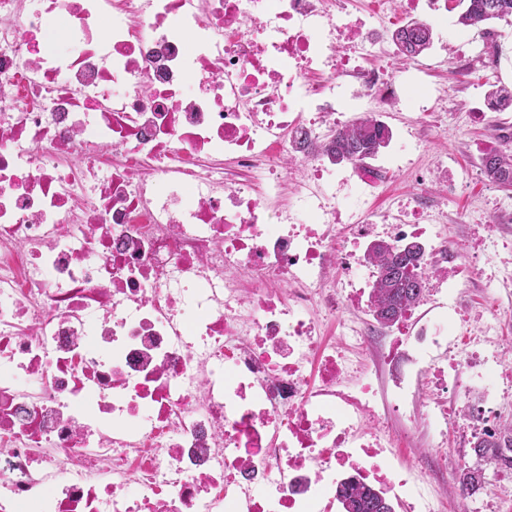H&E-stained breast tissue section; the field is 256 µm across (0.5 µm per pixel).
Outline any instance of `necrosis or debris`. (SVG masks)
Masks as SVG:
<instances>
[{"label":"necrosis or debris","mask_w":512,"mask_h":512,"mask_svg":"<svg viewBox=\"0 0 512 512\" xmlns=\"http://www.w3.org/2000/svg\"><path fill=\"white\" fill-rule=\"evenodd\" d=\"M447 0H0V512H335L352 479L452 512L388 415L427 375L433 454L494 431L512 397L469 276L512 278L495 240L458 252L422 193L321 153L340 106L389 105L398 15ZM353 76L339 98L321 75ZM236 174L228 176L225 161ZM417 238L447 277L379 329L373 240ZM406 357L379 414L365 359ZM456 391L448 401L447 391Z\"/></svg>","instance_id":"1"}]
</instances>
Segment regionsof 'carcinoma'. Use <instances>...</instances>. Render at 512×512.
<instances>
[{
  "mask_svg": "<svg viewBox=\"0 0 512 512\" xmlns=\"http://www.w3.org/2000/svg\"><path fill=\"white\" fill-rule=\"evenodd\" d=\"M512 17V0H466L459 24L479 27L493 20ZM396 39L404 49V57L412 59L431 44L429 26L421 22L415 28L401 29ZM488 97L502 111L512 105V89L491 85ZM391 131L374 115L355 119L335 130L326 147L325 156L333 163L359 165L375 157L388 146ZM484 176L502 188H512V147H496L485 153L481 160ZM378 277L373 286L370 309L375 321L382 327L397 322L403 311L418 303L424 295L423 280L415 274L418 266L411 258L403 257L400 249L389 243L370 250ZM475 460L461 469L462 489L474 493L481 488L474 473L483 469L512 468V421L506 422L495 433L479 437L473 443ZM337 500L344 512H394L392 504L374 488L343 482L337 491Z\"/></svg>",
  "mask_w": 512,
  "mask_h": 512,
  "instance_id": "1",
  "label": "carcinoma"
}]
</instances>
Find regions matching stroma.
Listing matches in <instances>:
<instances>
[{
  "label": "stroma",
  "instance_id": "obj_1",
  "mask_svg": "<svg viewBox=\"0 0 512 512\" xmlns=\"http://www.w3.org/2000/svg\"><path fill=\"white\" fill-rule=\"evenodd\" d=\"M457 3L458 0H448L447 25L458 31V38L420 55L423 69L412 64L402 66L400 76L406 90L398 104L380 112L381 120L397 133L418 120L414 87L443 95L415 169L385 165L377 158L370 160L369 166L379 171L378 199L382 202L417 190L439 197L441 182L435 179V172L444 164L457 171L461 181L455 195L448 199L446 226L456 248L466 250L473 245L474 232L482 224L494 225L497 237L512 242V190L498 187L481 171L483 154L499 146L502 137L512 138V109L496 113L497 127L493 130L487 124L464 118L465 113L477 110L490 84L512 87V23H490L488 29L495 32L501 52L495 68H484L478 61V52L488 29L458 27ZM460 299L467 311L489 305L505 310L499 336L503 345L512 346V281L495 286L476 278L467 280Z\"/></svg>",
  "mask_w": 512,
  "mask_h": 512
}]
</instances>
